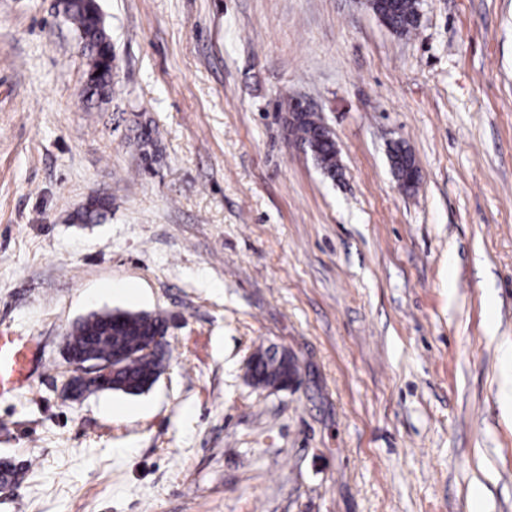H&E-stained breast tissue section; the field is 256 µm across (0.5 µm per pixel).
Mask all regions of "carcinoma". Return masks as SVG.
<instances>
[{
  "label": "carcinoma",
  "mask_w": 512,
  "mask_h": 512,
  "mask_svg": "<svg viewBox=\"0 0 512 512\" xmlns=\"http://www.w3.org/2000/svg\"><path fill=\"white\" fill-rule=\"evenodd\" d=\"M371 6L401 34H409L417 27V0H371ZM68 19L76 26L87 53V99L103 97L112 82V43L97 0H72ZM291 129L297 140L311 151L317 164L331 177H336L339 171L336 143L315 113L303 112L291 124ZM390 157L393 168L399 173L414 163L412 155L399 144L391 149ZM166 332L167 320L160 315L120 310L92 313L73 324L67 347L89 348L99 359L111 357L114 351H126V358L112 371V383L119 388L140 390L163 371L166 361L164 349H148V339L164 336ZM255 358V384L268 387L278 383L281 371L274 366L275 359L269 351H258Z\"/></svg>",
  "instance_id": "1"
}]
</instances>
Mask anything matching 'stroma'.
Segmentation results:
<instances>
[{"mask_svg": "<svg viewBox=\"0 0 512 512\" xmlns=\"http://www.w3.org/2000/svg\"><path fill=\"white\" fill-rule=\"evenodd\" d=\"M98 2L89 100L57 0H0V329L40 361L0 512H512V0H419L406 36L366 0ZM116 309L166 318V370L67 396L73 323ZM270 346L288 389L245 376ZM68 19L76 26L87 53V99L106 95L112 82V43L97 0H73ZM99 68L102 72L97 74ZM298 112L295 105L288 113V124L293 121ZM291 129L297 140L312 153L317 164L332 178H336L339 167L336 163V143L326 126L309 110L296 117L291 123Z\"/></svg>", "mask_w": 512, "mask_h": 512, "instance_id": "1", "label": "stroma"}]
</instances>
